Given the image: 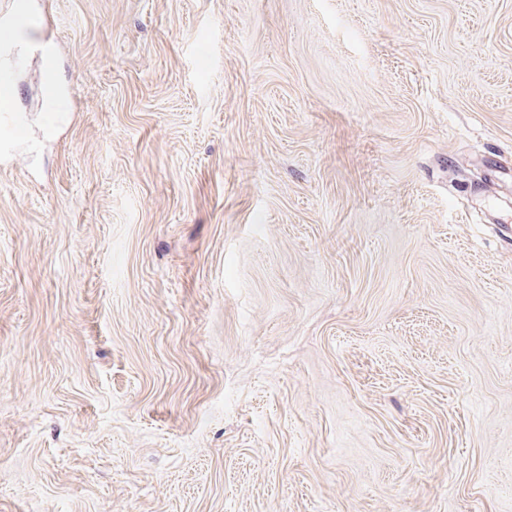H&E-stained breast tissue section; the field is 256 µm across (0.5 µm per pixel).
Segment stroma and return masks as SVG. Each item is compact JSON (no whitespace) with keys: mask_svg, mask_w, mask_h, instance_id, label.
I'll return each mask as SVG.
<instances>
[{"mask_svg":"<svg viewBox=\"0 0 512 512\" xmlns=\"http://www.w3.org/2000/svg\"><path fill=\"white\" fill-rule=\"evenodd\" d=\"M26 11L0 512H512V0Z\"/></svg>","mask_w":512,"mask_h":512,"instance_id":"obj_1","label":"stroma"}]
</instances>
